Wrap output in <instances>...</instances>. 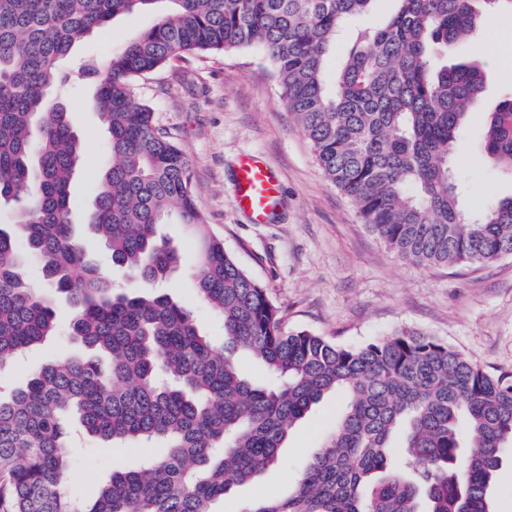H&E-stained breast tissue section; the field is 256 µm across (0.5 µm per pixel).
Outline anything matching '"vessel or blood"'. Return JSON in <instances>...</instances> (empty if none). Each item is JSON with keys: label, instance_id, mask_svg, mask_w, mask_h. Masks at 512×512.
Here are the masks:
<instances>
[{"label": "vessel or blood", "instance_id": "b4317fda", "mask_svg": "<svg viewBox=\"0 0 512 512\" xmlns=\"http://www.w3.org/2000/svg\"><path fill=\"white\" fill-rule=\"evenodd\" d=\"M281 186L274 171L257 155L242 154L236 167V203L253 223H270L278 211Z\"/></svg>", "mask_w": 512, "mask_h": 512}]
</instances>
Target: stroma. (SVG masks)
<instances>
[{
	"mask_svg": "<svg viewBox=\"0 0 512 512\" xmlns=\"http://www.w3.org/2000/svg\"><path fill=\"white\" fill-rule=\"evenodd\" d=\"M155 19L152 12L115 18L78 43L68 69L78 70L88 57L109 58ZM448 61L476 62L486 75L455 154L464 187L461 204L476 215L488 201L512 194V181L498 176L479 141L485 112L512 94V10L496 11L493 23L480 27L476 43L451 48ZM134 91L189 158L194 194L207 223L265 286L283 310L288 329H307L349 346L398 328L419 329L488 371L512 372V255L481 267H422L389 251L323 175L259 51L175 59L135 79ZM63 101L86 156L71 188L72 216L78 221L92 205L109 155L94 86L77 84ZM244 153L261 155L281 182L282 205L271 223H251L236 205L234 169ZM159 233L179 245L183 259L166 292L192 310L214 343H222V320L196 295L191 233L181 224L161 225ZM74 352L67 336H59L51 349L25 354L8 375L25 382L49 359ZM341 411L339 396L324 398L292 430L279 462L227 494L217 503L218 512H240L253 499L287 494ZM68 453L73 466L66 488L88 503L108 473L134 466L154 450L139 442L114 447L90 440Z\"/></svg>",
	"mask_w": 512,
	"mask_h": 512,
	"instance_id": "35a3bbf8",
	"label": "stroma"
}]
</instances>
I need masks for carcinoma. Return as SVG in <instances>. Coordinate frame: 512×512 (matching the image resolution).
Returning a JSON list of instances; mask_svg holds the SVG:
<instances>
[{"mask_svg": "<svg viewBox=\"0 0 512 512\" xmlns=\"http://www.w3.org/2000/svg\"><path fill=\"white\" fill-rule=\"evenodd\" d=\"M374 0H0V512H217L216 503L276 464L288 436L329 394L344 408L287 495L241 512H494L492 486L512 450V374H495L432 334L408 328L361 346L290 331L267 289L205 224L189 159L156 128L132 81L185 55L258 49L276 75L324 176L362 223L419 266L483 265L512 255V196L471 220L453 171L460 130L485 77L438 57L475 34L501 0H395L349 44L334 87L325 59ZM158 20L82 75L96 85L111 162L86 225L112 265L147 285L121 292L76 236L71 184L83 145L59 100L64 61L118 16ZM482 151L512 177V98L486 113ZM198 242V299L224 342L151 291L180 267L157 226ZM70 307L81 354L53 359L25 385L5 369L60 331L50 296ZM248 351L267 368L254 384ZM112 444L166 449L116 470L84 507L64 491L68 423Z\"/></svg>", "mask_w": 512, "mask_h": 512, "instance_id": "carcinoma-1", "label": "carcinoma"}]
</instances>
